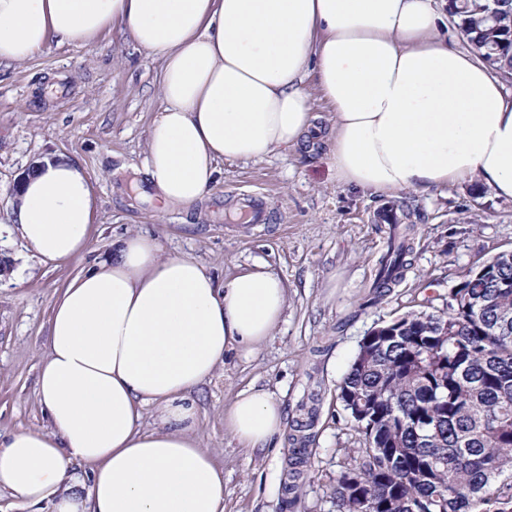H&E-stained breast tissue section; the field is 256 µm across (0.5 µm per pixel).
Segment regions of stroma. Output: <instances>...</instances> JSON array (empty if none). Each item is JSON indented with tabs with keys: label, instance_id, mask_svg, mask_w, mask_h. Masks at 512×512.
<instances>
[{
	"label": "stroma",
	"instance_id": "stroma-1",
	"mask_svg": "<svg viewBox=\"0 0 512 512\" xmlns=\"http://www.w3.org/2000/svg\"><path fill=\"white\" fill-rule=\"evenodd\" d=\"M161 72L157 57L116 29L90 47L50 41L31 60L0 68V225L11 219L17 182L48 153L78 161L97 199L81 256L45 262L19 237L0 239V258L10 261L0 276V437L49 428L36 379L59 291L116 239L152 233L164 254L201 262L217 283L258 261L288 287L273 335L253 354H231L195 394V437L224 471V512H336L330 488L347 449L358 445L336 389L360 341L408 312L445 309L467 270L512 251V200L474 181L398 193L415 226L411 266L381 303L366 305L390 236L373 218L386 198L339 185L320 155L221 164L204 206L157 210L142 169ZM253 384L272 392L284 412V432L261 450L241 446L224 425L225 407ZM313 391V467L289 509L281 494L286 430Z\"/></svg>",
	"mask_w": 512,
	"mask_h": 512
}]
</instances>
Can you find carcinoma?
<instances>
[{"mask_svg":"<svg viewBox=\"0 0 512 512\" xmlns=\"http://www.w3.org/2000/svg\"><path fill=\"white\" fill-rule=\"evenodd\" d=\"M450 21L503 80L512 79V0H449ZM414 225L379 260L373 301L411 266ZM448 310L409 312L394 335L371 331L337 387L360 447L336 477L337 512H512V255L470 270ZM317 410L288 435L283 502L311 470Z\"/></svg>","mask_w":512,"mask_h":512,"instance_id":"cac0c4a2","label":"carcinoma"}]
</instances>
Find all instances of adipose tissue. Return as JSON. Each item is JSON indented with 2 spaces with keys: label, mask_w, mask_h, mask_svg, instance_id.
I'll return each mask as SVG.
<instances>
[{
  "label": "adipose tissue",
  "mask_w": 512,
  "mask_h": 512,
  "mask_svg": "<svg viewBox=\"0 0 512 512\" xmlns=\"http://www.w3.org/2000/svg\"><path fill=\"white\" fill-rule=\"evenodd\" d=\"M440 19L435 0H0V65L114 28L160 57L145 172L161 210L207 199L219 163L319 145L337 182L365 192L470 179L512 199V96L439 35ZM311 83L335 114L318 144ZM96 206L84 168L47 156L19 184L12 229L36 255L68 260L87 251ZM286 304L263 263L220 286L196 260L164 255L159 237H123L53 303L36 388L50 429L0 440V488L52 512H224L191 393L271 336ZM224 422L262 449L282 406L250 387Z\"/></svg>",
  "instance_id": "1"
}]
</instances>
